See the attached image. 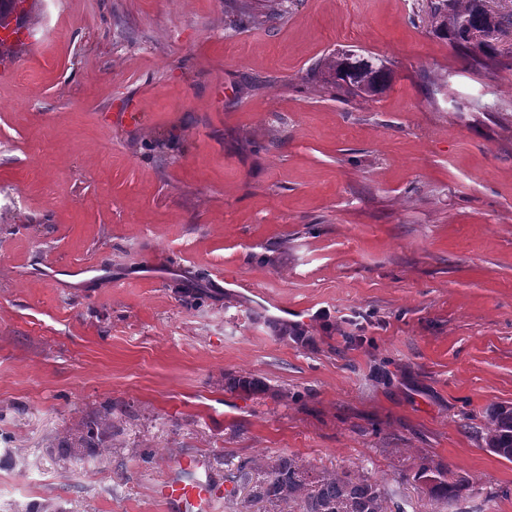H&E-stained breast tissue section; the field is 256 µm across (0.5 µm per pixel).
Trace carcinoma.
Instances as JSON below:
<instances>
[{"label":"carcinoma","instance_id":"cac0c4a2","mask_svg":"<svg viewBox=\"0 0 512 512\" xmlns=\"http://www.w3.org/2000/svg\"><path fill=\"white\" fill-rule=\"evenodd\" d=\"M430 0V29L464 54L474 67L512 66L504 43L512 36V9L501 11L497 0ZM321 80L347 94L371 98L388 86L391 71L374 58L336 53L319 70ZM112 429V406L83 425L73 438H63L57 447L80 458L95 456ZM489 448H501L499 456L512 461V409L498 408L489 418L486 432ZM429 483L430 493L441 501L458 497L461 487L448 483L443 475L423 466L416 473ZM253 498L276 508L293 502L297 512H388L389 493L376 482L355 480L346 475L312 476L291 460H278L264 471L253 486Z\"/></svg>","mask_w":512,"mask_h":512}]
</instances>
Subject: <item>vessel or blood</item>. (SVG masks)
<instances>
[{"label": "vessel or blood", "mask_w": 512, "mask_h": 512, "mask_svg": "<svg viewBox=\"0 0 512 512\" xmlns=\"http://www.w3.org/2000/svg\"><path fill=\"white\" fill-rule=\"evenodd\" d=\"M0 42L11 45L21 55H28L33 39L27 27L9 24L0 27ZM184 464L198 472V479L190 485L172 480L157 489L160 499L172 506L174 512H211L212 506L221 499L220 485L213 483L205 459L188 458Z\"/></svg>", "instance_id": "1"}]
</instances>
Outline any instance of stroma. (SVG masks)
Returning <instances> with one entry per match:
<instances>
[{"mask_svg":"<svg viewBox=\"0 0 512 512\" xmlns=\"http://www.w3.org/2000/svg\"><path fill=\"white\" fill-rule=\"evenodd\" d=\"M29 2L46 47L0 78V512H168L189 456L236 492L215 512H270L231 475L282 457L401 512H512L485 443L512 407V69L427 0H251L233 29V0ZM339 51L390 86L337 96ZM106 403L98 457L59 454ZM418 479H423L429 483V489L432 496L441 501H453L458 497V492L461 490L459 485L448 483L440 473L434 474L427 466H422L416 473Z\"/></svg>","mask_w":512,"mask_h":512,"instance_id":"35a3bbf8","label":"stroma"}]
</instances>
